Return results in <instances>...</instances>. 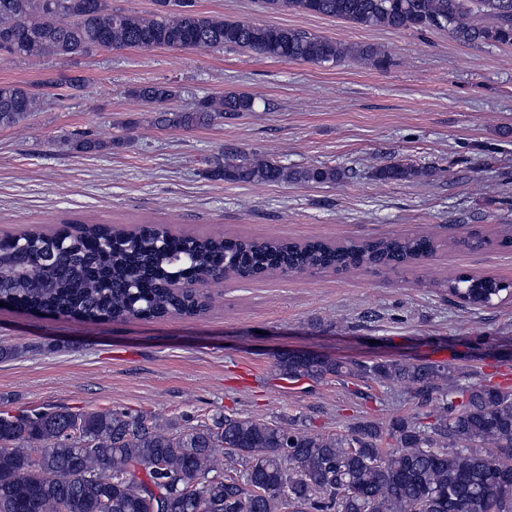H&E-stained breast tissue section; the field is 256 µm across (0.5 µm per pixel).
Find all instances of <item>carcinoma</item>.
<instances>
[{
	"label": "carcinoma",
	"mask_w": 512,
	"mask_h": 512,
	"mask_svg": "<svg viewBox=\"0 0 512 512\" xmlns=\"http://www.w3.org/2000/svg\"><path fill=\"white\" fill-rule=\"evenodd\" d=\"M196 0H154L139 14L112 0H0V54L27 60L72 58L105 49L198 50L230 47L267 59L334 65L361 58L387 63L373 45L352 46L292 28L203 16ZM267 12L288 9L362 27L444 30L463 43L512 46V0H260ZM130 95L154 106L153 124L190 129L254 111L242 93L206 96L188 111L171 107L177 91L147 83ZM38 93L0 84V127L28 120ZM236 183H333L331 167L290 170L256 155L227 154L207 170ZM423 175L409 164L376 170L383 181ZM472 249L492 241L463 240ZM428 234L350 241L256 240L174 234L162 225L134 230L107 224L65 225L0 239V302L26 312L89 323L199 315L203 286L237 272L263 277L354 269L407 268L431 256ZM470 306L512 298V283L460 273L444 281ZM280 373L400 384L416 398L439 394L432 420L395 418L388 428L359 422L348 434H308L250 418L216 416L171 432L117 410L45 408L0 414V512H512V391L462 384L451 367L397 360L372 365L286 352ZM244 461L245 477L236 464Z\"/></svg>",
	"instance_id": "carcinoma-1"
}]
</instances>
